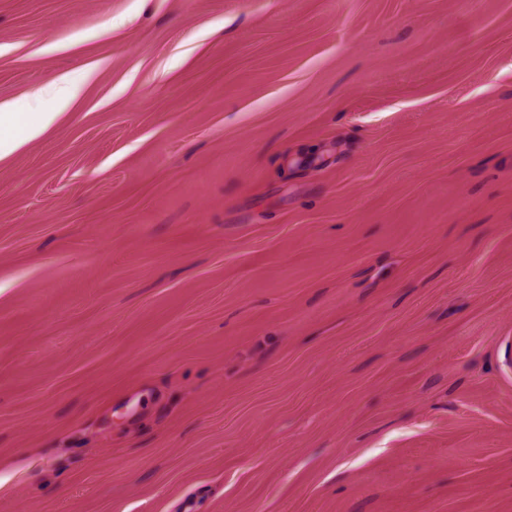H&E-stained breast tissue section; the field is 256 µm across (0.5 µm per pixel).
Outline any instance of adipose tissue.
<instances>
[{"label": "adipose tissue", "instance_id": "obj_1", "mask_svg": "<svg viewBox=\"0 0 512 512\" xmlns=\"http://www.w3.org/2000/svg\"><path fill=\"white\" fill-rule=\"evenodd\" d=\"M42 94L55 101V109L30 111V102L26 99L0 106V159L38 139L58 119V106L66 104L74 91L67 78L62 77L44 88Z\"/></svg>", "mask_w": 512, "mask_h": 512}]
</instances>
